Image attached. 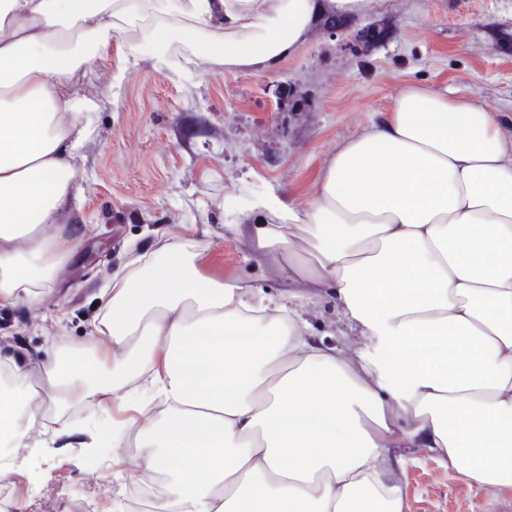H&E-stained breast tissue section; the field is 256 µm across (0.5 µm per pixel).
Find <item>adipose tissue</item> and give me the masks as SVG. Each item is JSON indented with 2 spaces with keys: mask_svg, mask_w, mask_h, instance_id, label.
I'll return each instance as SVG.
<instances>
[{
  "mask_svg": "<svg viewBox=\"0 0 512 512\" xmlns=\"http://www.w3.org/2000/svg\"><path fill=\"white\" fill-rule=\"evenodd\" d=\"M378 0H0V306L36 302L85 225L63 227L94 104L67 95L147 13L133 57L173 46L266 71L325 15ZM238 224L291 290L256 297L167 242L113 275L84 343L37 385L0 387V446L27 444L32 403L97 397L109 417L58 436L134 455L166 478L150 512H402L413 448L489 493L512 486V131L480 98L410 84L337 145L307 207L266 193ZM329 293L364 345L315 339L300 309ZM160 398V416L142 404Z\"/></svg>",
  "mask_w": 512,
  "mask_h": 512,
  "instance_id": "ef3b65f1",
  "label": "adipose tissue"
}]
</instances>
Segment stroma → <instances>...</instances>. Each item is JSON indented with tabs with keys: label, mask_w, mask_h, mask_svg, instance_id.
Returning a JSON list of instances; mask_svg holds the SVG:
<instances>
[{
	"label": "stroma",
	"mask_w": 512,
	"mask_h": 512,
	"mask_svg": "<svg viewBox=\"0 0 512 512\" xmlns=\"http://www.w3.org/2000/svg\"><path fill=\"white\" fill-rule=\"evenodd\" d=\"M386 38L358 45L361 28ZM133 31L115 32L112 49L74 91L94 103L92 134L75 161L80 191L66 224H83L82 245L40 299L0 307V363L17 365L25 384L37 365L88 339L113 274L140 255L175 241L199 255L204 274L242 275L262 294L286 283L259 260L232 226L258 193L306 204L337 145L359 135L407 83L479 97L512 123V0H384L376 12L331 33L318 28L274 68L255 73L203 62L196 42L177 44V70L129 54ZM122 81H113L117 68ZM304 315L326 344L354 342L335 301H309ZM101 411L93 398L42 404L39 437L47 450L21 448L24 466L0 476L11 488L8 512H88L128 505L130 472L112 471V450L89 472L82 448H62L56 422L82 428ZM403 512H512V487L488 494L422 459L401 476Z\"/></svg>",
	"instance_id": "stroma-1"
}]
</instances>
